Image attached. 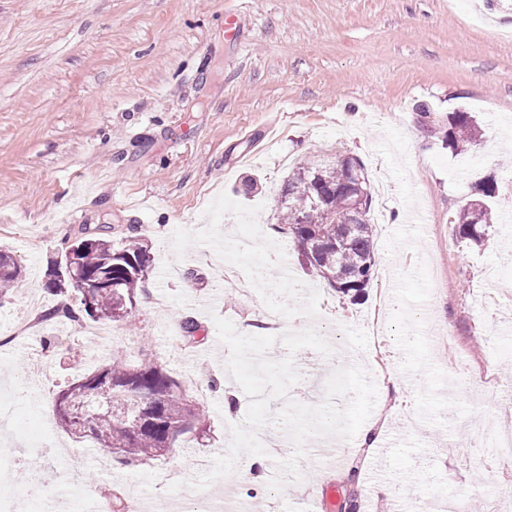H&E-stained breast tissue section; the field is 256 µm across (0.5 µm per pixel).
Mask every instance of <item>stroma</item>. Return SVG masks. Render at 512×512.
Wrapping results in <instances>:
<instances>
[{
  "instance_id": "1",
  "label": "stroma",
  "mask_w": 512,
  "mask_h": 512,
  "mask_svg": "<svg viewBox=\"0 0 512 512\" xmlns=\"http://www.w3.org/2000/svg\"><path fill=\"white\" fill-rule=\"evenodd\" d=\"M463 107L483 142L457 155L419 121ZM512 10L484 0H0V249L23 271L0 302V396L13 420L0 425V493L27 499L34 487L67 488L73 463L96 448L67 434L59 392L113 354L150 357L204 402L203 435H179L162 457L108 469L88 464L70 512H88L119 487L128 512H192V480L224 453L249 399L225 368L215 316L246 335L314 329L333 347L305 348L292 397L316 405L339 364L361 365L377 400L367 427L398 434L376 450L348 441L341 467H322L338 438L314 441L300 478L242 479L207 493L247 505L308 512L331 493L327 512L355 492L358 512H415L431 500L448 512L456 496L485 502L507 494L500 470L477 468L449 446L512 404V297L489 296L496 271L512 282ZM364 164L376 226L375 274L357 303L305 268L279 232L280 189L294 164L336 150ZM260 186L245 194L246 176ZM494 177L496 224L484 246L457 242L451 221ZM139 235L148 273L130 321L94 341L82 323L42 319L37 335L14 336L30 296L44 309L74 304L45 287L47 268L75 239ZM287 263L290 278L279 276ZM193 318L195 333L182 321ZM466 361L464 379L453 369ZM403 379L393 388L382 378ZM236 393L233 420L224 396ZM182 482L169 492L173 482ZM387 485L390 496L377 492Z\"/></svg>"
}]
</instances>
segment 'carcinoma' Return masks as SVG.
<instances>
[{
  "instance_id": "carcinoma-1",
  "label": "carcinoma",
  "mask_w": 512,
  "mask_h": 512,
  "mask_svg": "<svg viewBox=\"0 0 512 512\" xmlns=\"http://www.w3.org/2000/svg\"><path fill=\"white\" fill-rule=\"evenodd\" d=\"M438 139L460 154L478 145L482 133L473 113L461 109L431 123ZM481 199L471 201L452 220L457 240L483 245L494 226L486 206L497 191L484 181ZM370 184L359 159L338 150L335 160L300 162L288 174L280 196L278 229L296 242L307 268L335 291L358 302L374 276L375 229L368 219ZM148 272L147 245L136 237L116 246L106 237L80 238L66 247L48 273L54 295L75 293L83 317L95 322H125L137 305ZM12 257L0 251V299L20 281ZM85 404L92 436L122 463L148 461L171 448L176 437L204 418L177 381L155 362L135 365L116 355L97 372L77 379L59 393Z\"/></svg>"
}]
</instances>
